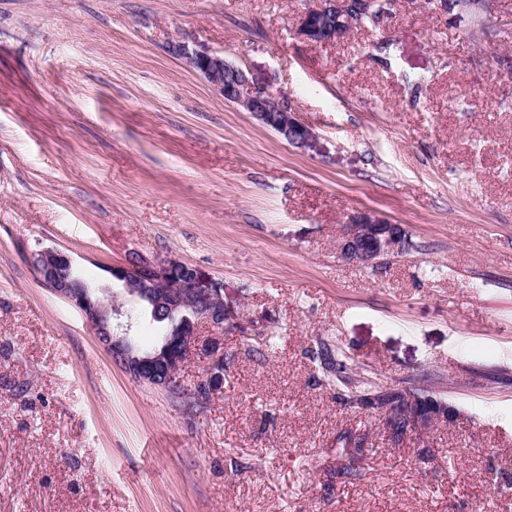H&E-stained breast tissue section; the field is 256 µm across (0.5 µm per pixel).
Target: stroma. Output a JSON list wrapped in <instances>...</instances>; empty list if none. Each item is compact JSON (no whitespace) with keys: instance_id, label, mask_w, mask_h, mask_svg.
I'll return each instance as SVG.
<instances>
[{"instance_id":"stroma-1","label":"stroma","mask_w":512,"mask_h":512,"mask_svg":"<svg viewBox=\"0 0 512 512\" xmlns=\"http://www.w3.org/2000/svg\"><path fill=\"white\" fill-rule=\"evenodd\" d=\"M312 3L0 0V512H512V0H387L333 44L297 35ZM178 40L272 85L315 147L217 95ZM363 211L408 251L343 262ZM40 246L93 285L135 254L222 279V390L188 412L130 377L39 282ZM321 340L458 421L392 446L315 384ZM345 432L365 473L331 485Z\"/></svg>"}]
</instances>
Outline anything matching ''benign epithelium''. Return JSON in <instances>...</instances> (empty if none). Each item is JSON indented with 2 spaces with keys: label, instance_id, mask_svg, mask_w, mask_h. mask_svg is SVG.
Returning <instances> with one entry per match:
<instances>
[{
  "label": "benign epithelium",
  "instance_id": "7a95c632",
  "mask_svg": "<svg viewBox=\"0 0 512 512\" xmlns=\"http://www.w3.org/2000/svg\"><path fill=\"white\" fill-rule=\"evenodd\" d=\"M372 4L373 0H316L302 13L298 33L313 42L322 32L325 42H333L343 37L354 24L353 18ZM172 50L225 101L261 121H273L289 143L305 148L316 140V132L300 121L272 88L254 84L243 68L228 62L224 55L185 43L172 45ZM409 246L402 225L360 213L343 225L339 254L348 263L374 267L384 257L405 253ZM29 260L43 285L83 313L94 335L108 337L112 358L133 379L168 392L189 409L217 393L211 377L224 356L220 339L214 336L202 344L197 330L201 325L224 330L227 317L222 280L177 258L149 260L139 256L125 265L106 268L104 283L93 289L77 277L72 258L53 247L31 251ZM114 284L154 308L181 313L183 321L164 338L161 349L143 352L133 345L128 332L119 335L114 331L113 321L120 317L119 309L108 300ZM201 351L212 356V365L204 378L187 388L179 380V371ZM350 407L377 416L383 432L396 446L459 418L458 409L448 401L397 386L377 387L354 398Z\"/></svg>",
  "mask_w": 512,
  "mask_h": 512
}]
</instances>
